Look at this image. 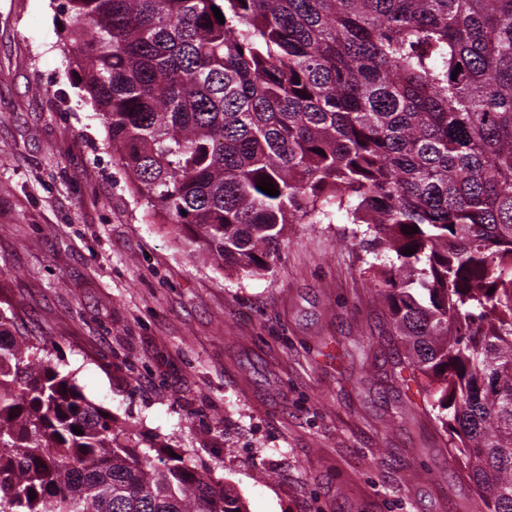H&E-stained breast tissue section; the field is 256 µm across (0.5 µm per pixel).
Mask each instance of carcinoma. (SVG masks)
Returning a JSON list of instances; mask_svg holds the SVG:
<instances>
[{
  "label": "carcinoma",
  "mask_w": 512,
  "mask_h": 512,
  "mask_svg": "<svg viewBox=\"0 0 512 512\" xmlns=\"http://www.w3.org/2000/svg\"><path fill=\"white\" fill-rule=\"evenodd\" d=\"M68 12L64 61L148 214L248 274L285 225L345 215L450 460L512 512V0ZM14 322L1 308L0 512H247L181 449H140Z\"/></svg>",
  "instance_id": "cac0c4a2"
}]
</instances>
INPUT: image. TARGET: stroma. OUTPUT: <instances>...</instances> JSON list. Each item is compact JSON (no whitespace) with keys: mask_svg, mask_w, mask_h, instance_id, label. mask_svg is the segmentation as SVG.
<instances>
[{"mask_svg":"<svg viewBox=\"0 0 512 512\" xmlns=\"http://www.w3.org/2000/svg\"><path fill=\"white\" fill-rule=\"evenodd\" d=\"M58 0H0V308L143 443L248 512H481L345 218L227 272L150 223L62 64Z\"/></svg>","mask_w":512,"mask_h":512,"instance_id":"obj_1","label":"stroma"}]
</instances>
